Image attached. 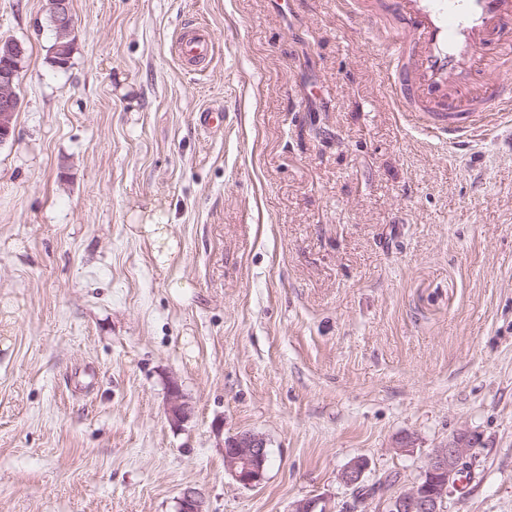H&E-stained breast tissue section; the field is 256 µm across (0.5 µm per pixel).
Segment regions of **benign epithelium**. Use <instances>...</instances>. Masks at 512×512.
Here are the masks:
<instances>
[{
    "label": "benign epithelium",
    "instance_id": "benign-epithelium-1",
    "mask_svg": "<svg viewBox=\"0 0 512 512\" xmlns=\"http://www.w3.org/2000/svg\"><path fill=\"white\" fill-rule=\"evenodd\" d=\"M48 8L58 34L55 52L64 58L74 29L71 3L70 0H48ZM25 54V45L18 40L0 49V145L12 136L13 120L20 104L17 88L21 60ZM166 413L170 424L176 428L191 417V409L175 383L169 386ZM473 448L474 442L468 432L459 431L446 445L429 455L421 480L392 493L389 488L381 487V494L387 497L388 512H441L443 498L448 488L455 484L461 464L472 454ZM266 460L267 443L258 433L242 431L224 442V466L245 488L263 482ZM367 467L365 459L356 458L343 469L341 480L358 494L364 490L362 476ZM179 512H206L199 493L192 489L184 491L179 499Z\"/></svg>",
    "mask_w": 512,
    "mask_h": 512
}]
</instances>
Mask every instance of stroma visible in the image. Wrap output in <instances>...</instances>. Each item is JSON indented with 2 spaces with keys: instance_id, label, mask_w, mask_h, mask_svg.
I'll return each instance as SVG.
<instances>
[{
  "instance_id": "stroma-1",
  "label": "stroma",
  "mask_w": 512,
  "mask_h": 512,
  "mask_svg": "<svg viewBox=\"0 0 512 512\" xmlns=\"http://www.w3.org/2000/svg\"><path fill=\"white\" fill-rule=\"evenodd\" d=\"M71 10L60 68L47 0H0L27 49L0 145V512H177L188 489L206 512H385L345 465L409 485L461 428L444 512H512V130L455 152L414 131L336 0ZM186 24L204 69L170 49ZM243 430L267 442L255 488L224 468ZM213 43L208 31L200 26L183 27L178 35L176 51L181 62L195 70L205 67L211 57ZM166 413L170 424L176 428L182 426L191 417V409L175 383L169 386ZM368 463L364 458H356L341 472V480L347 486L353 488L356 495L362 492L365 487L362 486V476L367 470Z\"/></svg>"
}]
</instances>
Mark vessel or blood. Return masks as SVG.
Masks as SVG:
<instances>
[{"label":"vessel or blood","instance_id":"b4317fda","mask_svg":"<svg viewBox=\"0 0 512 512\" xmlns=\"http://www.w3.org/2000/svg\"><path fill=\"white\" fill-rule=\"evenodd\" d=\"M385 47L388 98L412 128L459 150L512 121V0H343ZM208 31L183 27L181 62L205 67Z\"/></svg>","mask_w":512,"mask_h":512}]
</instances>
